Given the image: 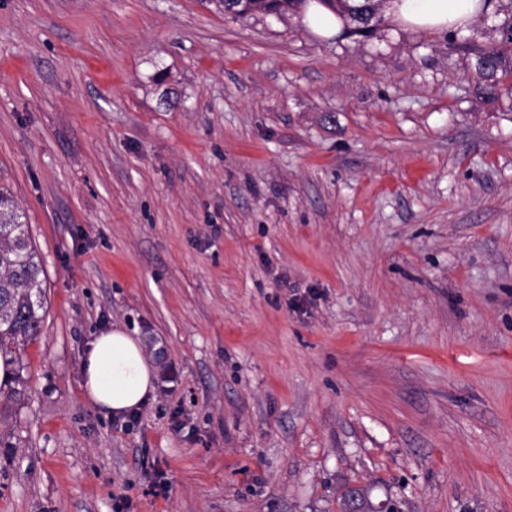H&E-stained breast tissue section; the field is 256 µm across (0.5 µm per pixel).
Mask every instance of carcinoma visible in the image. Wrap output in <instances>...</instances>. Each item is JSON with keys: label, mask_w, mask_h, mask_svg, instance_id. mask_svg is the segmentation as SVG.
Masks as SVG:
<instances>
[{"label": "carcinoma", "mask_w": 512, "mask_h": 512, "mask_svg": "<svg viewBox=\"0 0 512 512\" xmlns=\"http://www.w3.org/2000/svg\"><path fill=\"white\" fill-rule=\"evenodd\" d=\"M249 9L239 5L233 15L255 13L283 15L303 0H249ZM330 9L347 17L353 32L367 34L377 16L375 0H319ZM509 10L496 28L492 44L473 48L474 68L483 78L491 80L489 94L500 84L512 80V66H504L505 56L512 57V0ZM44 270L33 245L29 225L20 205L0 192V356L16 360L15 349L38 338L42 331L44 309Z\"/></svg>", "instance_id": "1"}]
</instances>
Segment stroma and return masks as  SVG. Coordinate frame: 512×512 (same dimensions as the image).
Returning <instances> with one entry per match:
<instances>
[{
    "instance_id": "1",
    "label": "stroma",
    "mask_w": 512,
    "mask_h": 512,
    "mask_svg": "<svg viewBox=\"0 0 512 512\" xmlns=\"http://www.w3.org/2000/svg\"><path fill=\"white\" fill-rule=\"evenodd\" d=\"M457 38L0 0V188L46 271L0 512H512V99ZM114 326L131 418L81 388ZM82 385L90 402L119 417L148 400L154 390L153 371L138 342L116 327L90 342Z\"/></svg>"
}]
</instances>
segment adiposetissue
I'll use <instances>...</instances> for the list:
<instances>
[{"mask_svg": "<svg viewBox=\"0 0 512 512\" xmlns=\"http://www.w3.org/2000/svg\"><path fill=\"white\" fill-rule=\"evenodd\" d=\"M385 14L398 26L433 33L475 25L483 16V4L481 0H388ZM83 388L90 402L118 417L145 404L154 390L153 371L138 342L116 327L90 342Z\"/></svg>", "mask_w": 512, "mask_h": 512, "instance_id": "obj_1", "label": "adipose tissue"}]
</instances>
